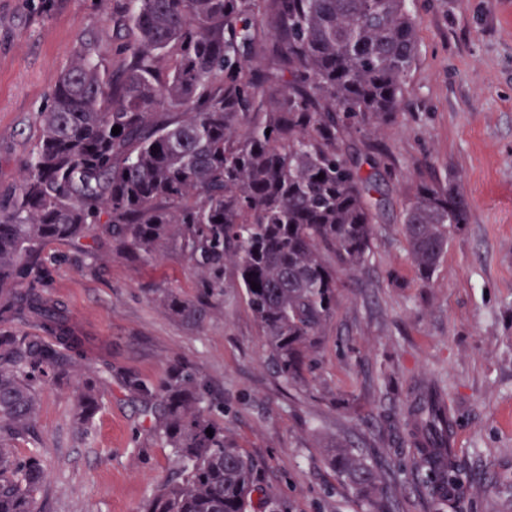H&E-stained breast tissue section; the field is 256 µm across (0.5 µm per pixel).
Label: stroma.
<instances>
[{
  "label": "stroma",
  "instance_id": "35a3bbf8",
  "mask_svg": "<svg viewBox=\"0 0 512 512\" xmlns=\"http://www.w3.org/2000/svg\"><path fill=\"white\" fill-rule=\"evenodd\" d=\"M419 57L405 113L348 144L377 148L383 202L367 261L343 277L339 305L305 382L275 371L233 268L201 321L172 314L162 289L195 296L178 256L162 266L46 247L44 290L89 363L110 357L112 384L87 430L73 423L74 387L43 384L28 441L47 478L38 512H138L175 469L173 456L125 384L164 381L181 364L207 387L217 418L278 493L280 512H365L328 463L336 442L382 466L398 512H420L400 407L439 385L455 417L453 446L479 482L462 512H512V0H409ZM112 53L99 0H0V194L19 183L33 122L83 41ZM453 182L469 220L451 233L421 285L400 233L403 200L423 183Z\"/></svg>",
  "mask_w": 512,
  "mask_h": 512
}]
</instances>
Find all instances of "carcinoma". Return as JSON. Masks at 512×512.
Returning a JSON list of instances; mask_svg holds the SVG:
<instances>
[{
    "mask_svg": "<svg viewBox=\"0 0 512 512\" xmlns=\"http://www.w3.org/2000/svg\"><path fill=\"white\" fill-rule=\"evenodd\" d=\"M106 2L112 58L91 42L75 50L37 113L20 183L0 195V512H35L47 477L39 457L12 448L31 435L38 387L80 379L83 429L112 378V364L82 363L83 337L39 291L44 248L104 241L132 260L182 257L198 294L166 288L160 301L187 320L224 296L232 266L276 372L302 380L336 314L341 275L370 252L380 205L375 175L344 135L398 119L419 54L408 0ZM466 223L468 204L451 184L407 198L401 234L423 284ZM19 318L44 335L12 331ZM126 384L152 401L177 465L140 512H275L276 491L262 487L258 465L183 366L157 386ZM443 394L418 388L403 402L411 471L430 512H453L452 492L473 483L448 447ZM329 458L368 512H391L381 468L343 443Z\"/></svg>",
    "mask_w": 512,
    "mask_h": 512,
    "instance_id": "carcinoma-1",
    "label": "carcinoma"
}]
</instances>
